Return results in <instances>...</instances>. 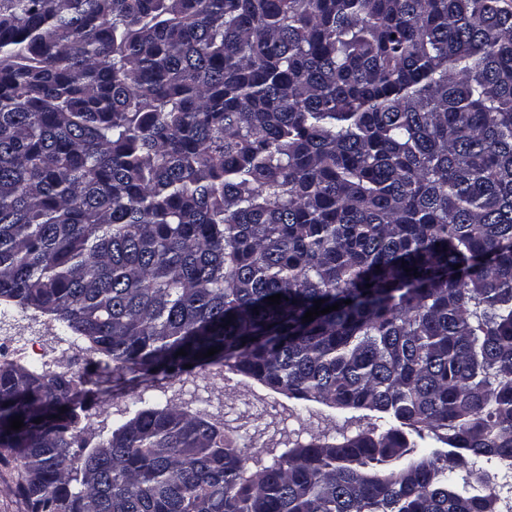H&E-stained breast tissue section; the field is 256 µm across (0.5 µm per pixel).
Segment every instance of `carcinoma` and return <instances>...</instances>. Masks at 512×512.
Segmentation results:
<instances>
[{"mask_svg": "<svg viewBox=\"0 0 512 512\" xmlns=\"http://www.w3.org/2000/svg\"><path fill=\"white\" fill-rule=\"evenodd\" d=\"M2 305L106 385L226 367L397 422L249 474L203 413L89 434L85 375L11 360L29 512H501L512 0H0Z\"/></svg>", "mask_w": 512, "mask_h": 512, "instance_id": "cac0c4a2", "label": "carcinoma"}]
</instances>
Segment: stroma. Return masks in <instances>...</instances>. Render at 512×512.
I'll return each instance as SVG.
<instances>
[{
  "mask_svg": "<svg viewBox=\"0 0 512 512\" xmlns=\"http://www.w3.org/2000/svg\"><path fill=\"white\" fill-rule=\"evenodd\" d=\"M10 322V328L0 333V361L19 359L28 366L46 365L56 372L77 369L92 380L101 374L96 356L72 344L59 324L46 316L16 308ZM166 386V392L142 394L129 389L108 391L92 383L84 396L83 423L95 432L109 430L124 422L140 404L171 402L208 414L220 423L252 471L285 452L290 438L305 442L312 433L323 431L334 441L361 429L388 426L377 413L297 400L242 374L222 373L212 367L185 369Z\"/></svg>",
  "mask_w": 512,
  "mask_h": 512,
  "instance_id": "stroma-1",
  "label": "stroma"
}]
</instances>
